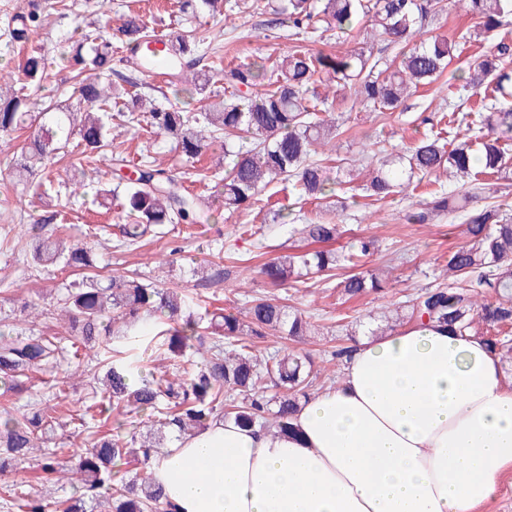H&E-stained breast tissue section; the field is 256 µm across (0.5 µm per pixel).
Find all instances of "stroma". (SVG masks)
<instances>
[{"mask_svg":"<svg viewBox=\"0 0 512 512\" xmlns=\"http://www.w3.org/2000/svg\"><path fill=\"white\" fill-rule=\"evenodd\" d=\"M69 8H62L56 0H0V69L17 70L28 49L7 43L3 30L8 18L25 12L32 5H40L45 26L35 39V46L43 48L53 63L40 84L31 90L33 102L54 101L66 103L70 97L73 79L57 59L69 38L74 37L81 23L96 20L93 10L84 6V0H69ZM238 28L227 32L223 23L201 16V31L206 40L201 46L207 60L221 63L229 69L259 58H276L298 43L288 26L287 17H276L273 8L279 0H268V8L259 10L254 0H234ZM470 14L455 10L450 0H440L439 11L429 28L433 33L461 41V54L454 58L447 72L433 84L418 89L403 105L385 115L366 111L358 103L347 99L337 101L334 110L342 114L345 125L336 153L323 156L327 168L330 192L326 198L333 216L344 225L345 235L340 246H349L354 238L371 236L378 249L367 257L365 269H381L387 263L395 268L384 288L361 297L345 299L333 291L315 285L300 290H282L290 306L311 316L315 324L324 327L323 335L309 336L301 341V349L310 351L314 368L321 380L338 375L340 368L331 353L334 347L348 345L346 328L339 322L353 316L362 324H370L384 308L394 307L405 295L420 288L442 282L446 270V257L450 247L462 244L459 226L461 213L440 216L430 224H410L406 216L410 211L431 201L435 184L432 177H422L416 189L366 205L364 197L352 193L344 183L337 165L339 160L358 165L364 148L380 144L385 149L398 148L417 142L426 130L421 124L423 116L442 111L445 104L458 105L461 111H477L482 93L463 91L452 74L465 67L475 57L493 50V41L462 42V35L472 29ZM309 52H348L365 50L383 61L391 60L401 47L386 41H371L364 23H356L350 36L335 32L315 34L304 40ZM29 136L22 130L8 138H0V314L18 315L22 305L34 301L42 308L55 307V290L63 283L77 280L71 269H35L23 264L25 253L42 236L61 232L63 226L82 228L86 224L103 226L100 239L92 241L96 266L92 275L106 277L115 273H138L146 282L161 287H179L200 300L217 305L245 307L255 295L263 292L264 285L258 274L262 258H274L289 250L290 227L272 221L279 207L304 208L314 211V204H301L291 183L271 184L257 200L245 209L225 211L221 197L215 196V177L209 176L211 156L200 161H186L174 149L171 141L151 139L140 126L121 121L112 123V149L122 153L130 162H137L141 153H149L157 165L168 169L197 193L213 198V221L197 229H176L163 238L145 241L133 247H117L119 221L114 208L94 203L98 181L112 177V161L103 157L89 174L79 196L61 194L44 198L39 194L22 192L15 188L8 176V164L13 154L20 151ZM258 230L264 239V250H256L249 230ZM231 253L224 262L222 278L202 283L192 276L197 263L217 258L218 251Z\"/></svg>","mask_w":512,"mask_h":512,"instance_id":"1","label":"stroma"}]
</instances>
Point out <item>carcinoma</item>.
Returning <instances> with one entry per match:
<instances>
[{
    "label": "carcinoma",
    "instance_id": "1",
    "mask_svg": "<svg viewBox=\"0 0 512 512\" xmlns=\"http://www.w3.org/2000/svg\"><path fill=\"white\" fill-rule=\"evenodd\" d=\"M439 0H282L276 13L288 16L295 35H312L321 28L349 31L363 17L370 36L393 43L421 33L436 14ZM476 19L475 36L488 37L512 25V0H454ZM177 34L164 41V50L146 53L141 68H163L174 94L206 93L215 71L200 66L196 54L204 41L193 20L206 13L223 18L230 0H177ZM43 29L41 13L30 10L12 17L7 36L27 43ZM131 49H147L158 42L149 22L138 13L125 15L119 29ZM459 43L430 36L420 45L401 50L392 63H383L363 51L312 54L298 45L273 65L251 62L224 74V100L192 116L184 108L160 103L135 82L112 83V42L101 34L98 22L79 29L78 36L60 53L62 65L73 73L74 102L65 106L44 103L30 110L31 84L49 65L42 51L27 54L21 74L0 84V136L8 137L33 124V139L16 154L10 175L18 185L41 196L55 191L51 179L35 180L53 157L69 163L61 186L76 195L84 187L86 171L112 147V113L127 123L146 113L148 133L165 135L188 160L198 158L218 140H224V177L216 183L224 210L247 206L274 180H292L301 197L322 200L328 178L318 147L343 134L344 122L327 115L329 98L318 84L333 81L343 95L383 113L395 110L419 88L434 83L447 69ZM512 46L501 41L497 52L475 60L469 76H458L462 89L493 86L496 103L484 112H450L449 122L465 127L447 146L441 132L430 130L404 151L383 158L370 152L372 176L358 189L372 201L384 200L413 184L419 175L446 172L473 191L484 178L512 168L507 145L512 140V73L500 67ZM115 183L103 185L98 197L118 201L122 243L134 246L144 237H156L168 227L211 223L206 198L186 189L168 172L150 162L132 167L136 177L121 175L129 168L116 157ZM473 192L462 195L438 191L426 207L406 215L410 224H427L433 217L464 213L465 242L448 250V282L421 288L401 302V316L386 322L395 330L408 324L441 327L453 334L477 336L502 363L512 365V213L501 206L469 207ZM321 210L311 217L302 211L274 214V221L290 224L296 237L293 252L264 263L259 274L274 288L294 287L310 280L323 282L350 300L381 288L376 273L340 274L354 268L376 249V240H355L347 251L334 248L344 233L342 225ZM28 264L72 269L93 266L88 244L72 235L56 234L36 240ZM58 308L65 312V335L47 336L29 316L5 317L0 331V386L5 393L32 388V374L42 372L48 396L17 411L0 406V472L34 460L33 453L56 432L73 425L87 432L84 456L71 464L58 451L37 460L40 480L57 483L65 477L78 482L68 497L52 499L35 488L0 487V499L12 512H172L151 469L153 456L167 447L165 436L138 441L126 428L128 417L155 415L159 429L194 435L215 420L232 419L245 427L292 430L300 400L313 394L318 373L308 354L294 349L262 354L259 344L281 333L302 339L314 325L276 298L251 300L245 315L215 307L198 313L193 298L177 287H158L137 276L98 278L64 284L58 289ZM160 339L172 371L156 377L124 358L108 362L102 388L62 422L56 408L69 400L68 371L61 361L78 358L96 342L106 340L132 350L146 337ZM277 389L267 396V385ZM117 411L112 431L91 429L87 418ZM140 466L131 474L127 467Z\"/></svg>",
    "mask_w": 512,
    "mask_h": 512
}]
</instances>
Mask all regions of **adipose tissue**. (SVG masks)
I'll use <instances>...</instances> for the list:
<instances>
[{
	"label": "adipose tissue",
	"instance_id": "1",
	"mask_svg": "<svg viewBox=\"0 0 512 512\" xmlns=\"http://www.w3.org/2000/svg\"><path fill=\"white\" fill-rule=\"evenodd\" d=\"M294 432L215 421L151 466L175 512H478L512 470V378L480 340L361 339Z\"/></svg>",
	"mask_w": 512,
	"mask_h": 512
}]
</instances>
